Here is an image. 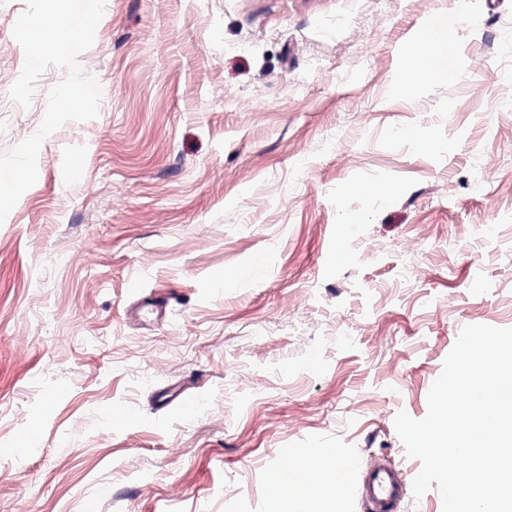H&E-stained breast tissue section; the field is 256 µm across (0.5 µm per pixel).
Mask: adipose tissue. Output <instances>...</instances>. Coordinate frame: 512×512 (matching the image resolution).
I'll use <instances>...</instances> for the list:
<instances>
[{
  "mask_svg": "<svg viewBox=\"0 0 512 512\" xmlns=\"http://www.w3.org/2000/svg\"><path fill=\"white\" fill-rule=\"evenodd\" d=\"M463 10V0H455L451 10L438 13L426 27L424 37L415 40L407 86L454 77L455 60L448 51V33L460 23ZM336 465V460L322 459L317 453L307 459L300 453H293L286 469L273 472L271 477L282 502L281 512H308L312 498L335 496L336 491L329 484V473Z\"/></svg>",
  "mask_w": 512,
  "mask_h": 512,
  "instance_id": "ef3b65f1",
  "label": "adipose tissue"
}]
</instances>
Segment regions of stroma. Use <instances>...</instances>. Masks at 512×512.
I'll list each match as a JSON object with an SVG mask.
<instances>
[{
  "instance_id": "1",
  "label": "stroma",
  "mask_w": 512,
  "mask_h": 512,
  "mask_svg": "<svg viewBox=\"0 0 512 512\" xmlns=\"http://www.w3.org/2000/svg\"><path fill=\"white\" fill-rule=\"evenodd\" d=\"M452 6L107 0L78 57L99 115L0 224V447L42 438L0 457V512H278L286 448L413 481L396 414L425 417L463 326L512 327V0H467L455 78L403 90ZM25 8L0 0V154L67 75L10 104Z\"/></svg>"
}]
</instances>
